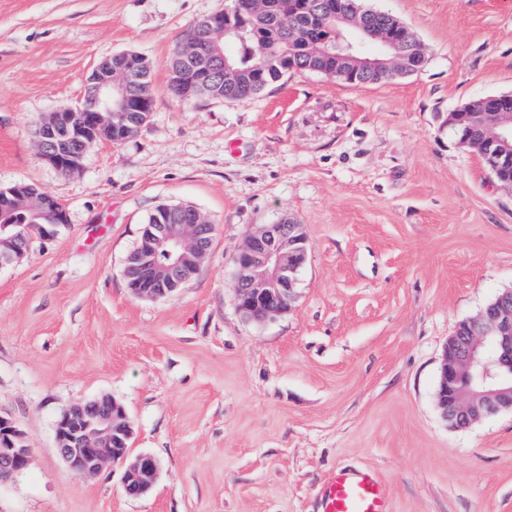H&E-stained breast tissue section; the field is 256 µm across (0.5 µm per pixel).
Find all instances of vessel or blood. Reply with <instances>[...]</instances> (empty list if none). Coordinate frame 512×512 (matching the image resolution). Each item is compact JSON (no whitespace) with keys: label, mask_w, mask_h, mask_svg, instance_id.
Masks as SVG:
<instances>
[{"label":"vessel or blood","mask_w":512,"mask_h":512,"mask_svg":"<svg viewBox=\"0 0 512 512\" xmlns=\"http://www.w3.org/2000/svg\"><path fill=\"white\" fill-rule=\"evenodd\" d=\"M320 512H389V502L373 472L341 470L325 482Z\"/></svg>","instance_id":"1"}]
</instances>
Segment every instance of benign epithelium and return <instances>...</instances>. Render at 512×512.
<instances>
[{
	"label": "benign epithelium",
	"mask_w": 512,
	"mask_h": 512,
	"mask_svg": "<svg viewBox=\"0 0 512 512\" xmlns=\"http://www.w3.org/2000/svg\"><path fill=\"white\" fill-rule=\"evenodd\" d=\"M404 25L390 24L383 50L399 53L406 42ZM386 61L365 59L364 65L344 74L345 83L367 84L364 76L384 72ZM488 117L493 132L486 152L493 153L490 173L503 184H512V94L489 96ZM133 104L128 87L112 85V57L104 58L89 78L80 101L56 112L49 123L35 131L43 161L62 175L74 171L70 157L59 147L67 139L80 147L87 145L85 130L94 128L112 135V127L129 121L126 110ZM469 110L461 107L448 113L442 127L468 129ZM167 224L142 239L137 258L138 274L156 284L135 288L139 296L162 298L185 282L199 268L208 247L199 244L198 210L191 206H168L162 210ZM296 225L285 220L257 229L231 259L233 286L238 308L259 322L274 320L288 312L295 300L299 269L307 260V245L293 239ZM29 246L19 231L0 238V267L21 261ZM463 330L448 338L439 367L437 407L442 418L455 428H467L485 415L512 411V289H506L475 317L460 322ZM124 407L109 396H102L70 407L56 423L55 451L77 476L97 473L108 462L121 463L126 496L143 497L154 487L160 462L150 454L130 455L128 448H114L120 438L131 439L133 426L119 419ZM29 464L28 451L15 423L0 415V485L23 472Z\"/></svg>",
	"instance_id": "7a95c632"
}]
</instances>
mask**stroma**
<instances>
[{"mask_svg": "<svg viewBox=\"0 0 512 512\" xmlns=\"http://www.w3.org/2000/svg\"><path fill=\"white\" fill-rule=\"evenodd\" d=\"M368 4L413 31L420 71L290 73L239 103L168 87L185 30L224 0H0V188L34 186L68 219L0 268V415L30 457L0 512H319L340 468L376 473L390 512H512V412L453 429L436 403L449 336L512 289V187L440 129L512 93V0ZM123 51L154 66L152 120L59 174L37 125ZM162 204L215 232L188 282L141 298L124 261ZM284 217L308 238L297 299L246 320L231 257ZM102 395L133 423L131 454L161 463L143 498L120 465L81 479L54 451L62 413Z\"/></svg>", "mask_w": 512, "mask_h": 512, "instance_id": "obj_1", "label": "stroma"}]
</instances>
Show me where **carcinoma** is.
Segmentation results:
<instances>
[{"mask_svg":"<svg viewBox=\"0 0 512 512\" xmlns=\"http://www.w3.org/2000/svg\"><path fill=\"white\" fill-rule=\"evenodd\" d=\"M324 0H231L238 6L234 15L222 8L194 22L170 60L169 85L173 94L185 99L204 95L233 102H246L290 72L316 73L339 81L336 73L356 66L353 59H336L320 52L321 45L336 38L334 16L322 8ZM336 7L366 22L363 43L377 44L385 32L383 21L363 17L362 0H334ZM222 55L231 72L209 83L204 92L188 93L186 88L206 74L213 57ZM112 80L127 82L137 93L138 102L130 110L129 125L135 135L154 114L152 66L141 54L112 55ZM476 135L489 128L487 109L481 102L468 105ZM30 226V236L42 233L49 219L40 212L0 209V231L17 225Z\"/></svg>","mask_w":512,"mask_h":512,"instance_id":"cac0c4a2","label":"carcinoma"}]
</instances>
